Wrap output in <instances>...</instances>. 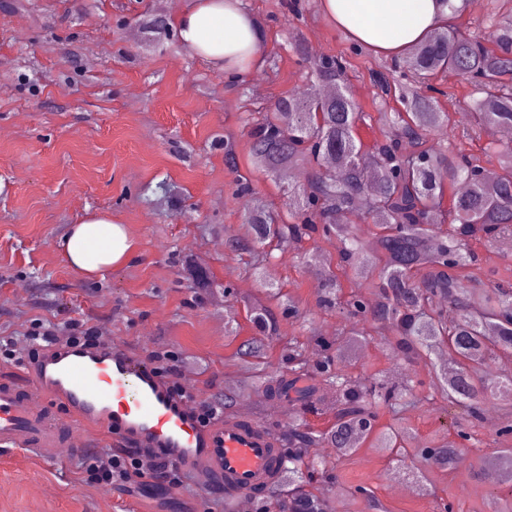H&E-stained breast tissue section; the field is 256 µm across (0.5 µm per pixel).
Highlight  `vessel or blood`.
Here are the masks:
<instances>
[{
  "label": "vessel or blood",
  "mask_w": 512,
  "mask_h": 512,
  "mask_svg": "<svg viewBox=\"0 0 512 512\" xmlns=\"http://www.w3.org/2000/svg\"><path fill=\"white\" fill-rule=\"evenodd\" d=\"M28 376L29 387L0 381V446L40 458L61 449L79 454L69 430L79 423L111 430L115 439L161 450L198 485L239 497L280 471L275 440L258 426L232 418L201 425L184 401L173 397L152 366L125 346L105 341L95 349L51 348ZM59 399L65 417L44 412L36 397Z\"/></svg>",
  "instance_id": "vessel-or-blood-1"
}]
</instances>
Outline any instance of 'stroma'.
<instances>
[{
	"mask_svg": "<svg viewBox=\"0 0 512 512\" xmlns=\"http://www.w3.org/2000/svg\"><path fill=\"white\" fill-rule=\"evenodd\" d=\"M189 0H0V336L72 325L77 336L105 326L115 341L153 363L171 354L195 371L198 400L223 405L242 397L264 361H277L289 343L301 349L340 329L335 314L318 309L316 274L300 257L313 249L335 254V244L305 241L276 250L272 277L293 297L304 323L281 322L266 357L249 356L254 339L248 304L264 293L243 255L225 251L224 228L243 224L244 203L234 195L235 169H247L250 140L245 112L272 108L307 86V66L289 49L302 31L322 56L351 55L350 90L363 111L374 109L376 71L390 59L352 56L350 39L326 17L321 0H244L263 24V96L251 78L233 83L223 70L192 56L172 18ZM138 28V41L126 32ZM235 141L236 161L224 157ZM124 225L134 256L105 277L80 275L60 259L56 244L70 225L92 213ZM203 267L213 283L193 288ZM233 283L225 296V283ZM348 364L361 376L429 379L419 360L397 362L381 334ZM463 415L437 403L403 414V423L429 442L453 432ZM79 455L35 459L0 447V512H224L223 494L184 483L114 480L105 488L91 468L113 447L110 434ZM312 456L333 468L321 483L332 512H369L355 490L364 487L385 512H494L483 459L493 447L468 446V481L454 469L423 466L409 454L361 448L340 459L322 448Z\"/></svg>",
	"mask_w": 512,
	"mask_h": 512,
	"instance_id": "stroma-1",
	"label": "stroma"
}]
</instances>
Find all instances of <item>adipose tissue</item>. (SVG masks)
I'll return each instance as SVG.
<instances>
[{
	"label": "adipose tissue",
	"mask_w": 512,
	"mask_h": 512,
	"mask_svg": "<svg viewBox=\"0 0 512 512\" xmlns=\"http://www.w3.org/2000/svg\"><path fill=\"white\" fill-rule=\"evenodd\" d=\"M463 0H322L325 15L355 43L391 59L446 26ZM183 45L195 56L243 77L263 63L265 33L242 0H191L173 19ZM64 263L101 276L132 256L122 225L98 213L73 225L60 240Z\"/></svg>",
	"instance_id": "ef3b65f1"
}]
</instances>
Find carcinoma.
<instances>
[{"instance_id": "carcinoma-1", "label": "carcinoma", "mask_w": 512, "mask_h": 512, "mask_svg": "<svg viewBox=\"0 0 512 512\" xmlns=\"http://www.w3.org/2000/svg\"><path fill=\"white\" fill-rule=\"evenodd\" d=\"M453 16L450 25L412 46L390 74H376L381 103L397 99L403 110L374 117L360 111L349 86V62L309 66L307 90L277 101L268 112L244 118L250 138L252 166L272 181L284 166L306 168L307 179L288 189L287 215L269 212L253 198L249 178L235 181V196L251 199L244 208L247 238L227 247L251 256V274L267 288L266 302L255 307L250 322L261 352L279 335L275 309L297 316L293 299L269 282L275 256L269 246L304 239L336 240V263L314 252L303 263L320 272L322 291L316 306L337 310L362 327L334 337L322 336V360L305 362L297 345L288 346L284 368L273 367L260 384L288 410L294 424L278 437L288 449L280 459L288 484H310L326 464L310 457L315 446L347 456L364 444L386 453L399 452L413 440L401 414L418 404L441 398L462 407L464 422L454 437L416 455L441 468L452 467L465 441L482 442L483 408L492 395L508 405L493 443L504 463L502 485L512 489V448L503 437L512 434V376L491 375L484 366L493 355L512 353V267L499 282L486 286L477 246L512 237V140L496 137L512 129V0H488L487 17L498 26L495 46H486L464 31ZM469 81L478 97L469 114V130L458 136L451 113L437 98L423 92L447 75ZM374 120L385 127L384 138L371 152L362 150L360 126ZM485 131L482 148L497 166L486 180L483 161L460 147V137ZM336 157V166L323 164ZM344 270L341 281L335 269ZM358 288H373L377 300L363 301ZM391 328L386 339L399 362L448 349L457 365L453 375L434 367L428 384L391 382L383 377L352 375L346 355L371 335ZM326 390L336 392L332 424L323 431L307 427L302 413L313 408ZM392 423L380 424L381 412ZM279 512H326V500L313 493L279 502Z\"/></svg>"}]
</instances>
